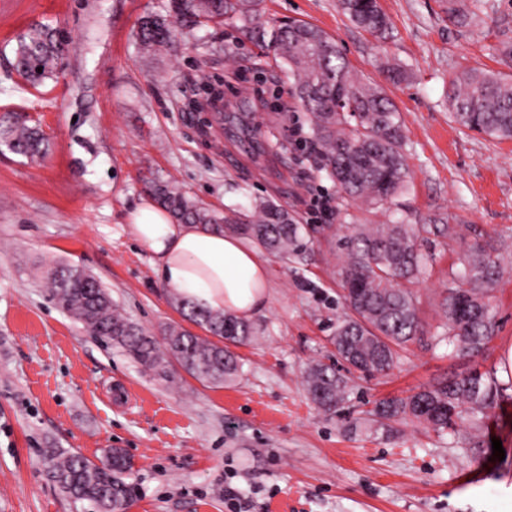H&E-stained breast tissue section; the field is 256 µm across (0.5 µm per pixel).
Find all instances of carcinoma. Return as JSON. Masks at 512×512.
<instances>
[{"mask_svg": "<svg viewBox=\"0 0 512 512\" xmlns=\"http://www.w3.org/2000/svg\"><path fill=\"white\" fill-rule=\"evenodd\" d=\"M473 10L462 12L448 0V14L457 23L482 10V0H472ZM172 18L149 14L140 21L138 37L144 50L154 52L172 44L177 27L221 23L226 18L265 40L294 80V95L305 112L312 141L326 162L329 175L342 198L388 210L407 186L404 134L398 109L386 93L353 70L336 41L320 28L298 19L270 22L264 19L263 0H169ZM348 20L372 36L383 34L388 19L378 0H339ZM64 42L50 29H34L23 36L15 51V67L31 84L56 73ZM452 116L461 126L491 139H512V79L487 69L459 74L451 100ZM0 145L35 159L47 152L43 132L23 121L0 126ZM154 201L178 224H198L206 229L232 230L281 259L300 256L313 244V232L297 223L287 209L272 202L256 203L244 213L220 214L190 198L170 182L154 181ZM456 234L450 224L414 228L409 224H361L339 239L340 276L351 291L343 294L346 306L336 323L331 343L336 357L363 375L387 374L399 358L398 349L418 338L422 326L415 295L409 285L423 269L417 240L425 234ZM461 268L448 277L443 303V333L436 337L462 355L480 352L494 331L495 310L489 292L500 277L497 261L478 248L460 259ZM50 299L83 325L85 331L115 347L150 370L162 369L153 340L124 318L112 297L92 275L77 267L47 272ZM185 316L205 328L216 340L171 327L166 350L193 377L222 385L239 375L233 348L253 336L249 322L231 313L198 310L189 303ZM313 402L334 414L350 402L348 378L320 361L307 372ZM512 381L500 382L494 372L472 370L458 374L405 397L375 403L367 415L386 430L407 420L417 421L439 434L459 435L464 429L480 430L496 407L502 391ZM40 463L46 476L65 496L89 505V512H123L137 496L133 465L121 448H110L94 462L65 448H44Z\"/></svg>", "mask_w": 512, "mask_h": 512, "instance_id": "obj_1", "label": "carcinoma"}]
</instances>
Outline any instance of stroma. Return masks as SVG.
Wrapping results in <instances>:
<instances>
[{
  "instance_id": "stroma-1",
  "label": "stroma",
  "mask_w": 512,
  "mask_h": 512,
  "mask_svg": "<svg viewBox=\"0 0 512 512\" xmlns=\"http://www.w3.org/2000/svg\"><path fill=\"white\" fill-rule=\"evenodd\" d=\"M379 4L390 26L378 39L337 0H266L265 9L334 37L396 104L409 186L386 212L341 202L280 59L233 23L197 27L147 53L138 24L165 13L167 0H0V124L26 117L50 142L37 161L0 147V512H87L46 477L39 459L51 444L94 461L124 449L138 486L129 512H502L512 487L511 392L480 429L474 456L415 422L369 429L365 411L468 370L498 369L512 347V140L456 124L448 99L462 70L512 76L500 55L512 42V0H489L463 25L449 21L448 0ZM35 26L54 29L66 52L55 76L34 86L13 62ZM389 65L406 81H390ZM210 82L224 86L217 111L203 94ZM169 179L216 211L269 199L319 230L303 258L267 256L266 305L251 319L253 338L235 349L241 374L219 387L172 358L165 374L146 371L90 336L44 287L47 270L77 267L158 349L171 325L203 335L126 232L130 212L150 197L148 181ZM448 216L456 236L431 234L420 245L421 340L390 374L357 379L347 409L324 414L306 372L332 355L344 315L339 236L354 224ZM477 247L508 275L491 293L490 342L462 357L436 336L448 273ZM228 485L240 506L225 501Z\"/></svg>"
}]
</instances>
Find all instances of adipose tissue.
<instances>
[{"label": "adipose tissue", "instance_id": "obj_1", "mask_svg": "<svg viewBox=\"0 0 512 512\" xmlns=\"http://www.w3.org/2000/svg\"><path fill=\"white\" fill-rule=\"evenodd\" d=\"M126 231L160 280L196 307L248 320L265 306L267 265L240 236L173 223L150 201L131 213Z\"/></svg>", "mask_w": 512, "mask_h": 512}]
</instances>
